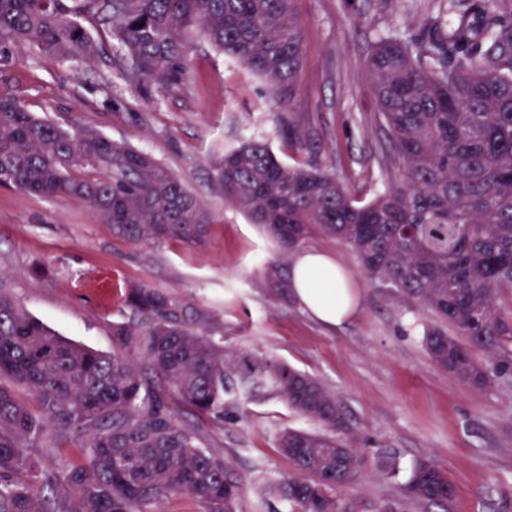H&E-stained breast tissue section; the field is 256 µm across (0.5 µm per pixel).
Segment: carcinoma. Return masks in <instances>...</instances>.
Returning a JSON list of instances; mask_svg holds the SVG:
<instances>
[{"mask_svg":"<svg viewBox=\"0 0 512 512\" xmlns=\"http://www.w3.org/2000/svg\"><path fill=\"white\" fill-rule=\"evenodd\" d=\"M293 0H0V47L24 42L61 60L98 55L94 16L146 85L171 86L185 73L186 46L200 35L238 60L291 108L302 66L303 32ZM487 22H459L425 40L379 33L366 60L370 89L405 175L361 203L326 167L294 168L263 141L224 151L216 181L224 201L288 251L314 230L359 256L373 281L417 299L474 346L493 351L512 335V0H482ZM0 186L91 203L113 234L137 245L168 239L200 245L208 217L198 197L150 153L87 130L35 117L0 94ZM266 290L288 295L279 267ZM142 319L114 325L125 351L141 355L181 406L224 422L231 384L272 391L329 432L284 429L277 437L295 473L268 488L292 512H339L336 463L354 467L351 424L316 378L272 359L240 363L190 327L170 295L127 289ZM423 341L462 383L487 386L512 361L481 363L440 328ZM28 393L20 397L14 387ZM171 399V400H173ZM166 390L121 353L74 343L0 294V512H155L186 494L202 512H236L240 482L223 457L202 447ZM49 430L54 440L44 444ZM76 439L84 459L57 473L45 453ZM406 498L446 510L454 487L431 459L416 461Z\"/></svg>","mask_w":512,"mask_h":512,"instance_id":"1","label":"carcinoma"}]
</instances>
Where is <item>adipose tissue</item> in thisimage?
<instances>
[{
    "label": "adipose tissue",
    "mask_w": 512,
    "mask_h": 512,
    "mask_svg": "<svg viewBox=\"0 0 512 512\" xmlns=\"http://www.w3.org/2000/svg\"><path fill=\"white\" fill-rule=\"evenodd\" d=\"M340 273V267L330 257L312 250H296L289 272L290 293L297 305L314 318L339 325L354 310L351 293L339 285Z\"/></svg>",
    "instance_id": "1"
}]
</instances>
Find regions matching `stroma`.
Here are the masks:
<instances>
[{
	"label": "stroma",
	"mask_w": 512,
	"mask_h": 512,
	"mask_svg": "<svg viewBox=\"0 0 512 512\" xmlns=\"http://www.w3.org/2000/svg\"><path fill=\"white\" fill-rule=\"evenodd\" d=\"M446 0H294L304 31L303 67L291 110L268 84L204 40L194 41L187 73L175 87L135 79L124 52L104 42L87 61L36 54L18 43L0 52V93L61 125L93 128L112 141L150 152L199 196L208 236L130 244L112 234L83 200L40 198L0 187V292L58 335L107 353L112 334L132 321L128 287L176 298L185 321L225 349L274 359L316 377L334 393L352 425L360 458L336 493L341 512H436L403 497L411 465L435 461L454 487L448 512H512V374L488 386L463 385L423 344L433 313L417 300L371 281L341 240L316 232L306 248L332 257L357 298L336 327L261 284L268 263L289 267L282 251L247 214L226 204L214 183L224 150L267 142L289 166L320 165L362 202L397 183L402 169L378 114L365 69L375 34L427 37ZM201 445L228 460L243 485L239 512H266L265 489L292 473L277 446L286 428L319 430L276 395H229L223 422L179 408ZM398 469L378 467L381 452Z\"/></svg>",
	"instance_id": "obj_1"
}]
</instances>
